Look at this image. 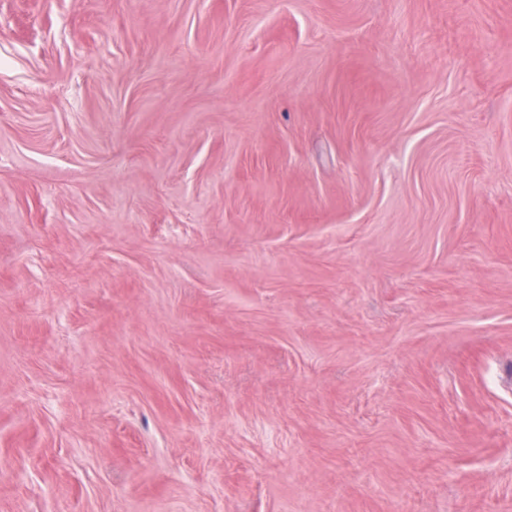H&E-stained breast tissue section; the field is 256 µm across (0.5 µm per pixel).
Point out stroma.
Listing matches in <instances>:
<instances>
[{
	"mask_svg": "<svg viewBox=\"0 0 512 512\" xmlns=\"http://www.w3.org/2000/svg\"><path fill=\"white\" fill-rule=\"evenodd\" d=\"M0 512H512V0H0Z\"/></svg>",
	"mask_w": 512,
	"mask_h": 512,
	"instance_id": "1",
	"label": "stroma"
}]
</instances>
